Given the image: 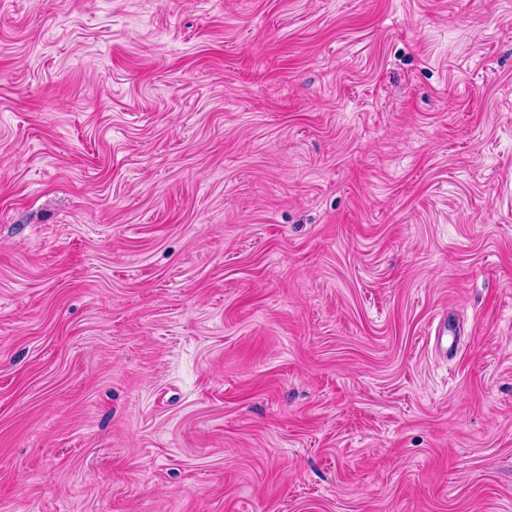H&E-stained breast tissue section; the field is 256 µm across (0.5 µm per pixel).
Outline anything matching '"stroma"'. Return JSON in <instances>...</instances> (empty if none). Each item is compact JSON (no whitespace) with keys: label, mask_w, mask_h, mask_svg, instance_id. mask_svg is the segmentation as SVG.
<instances>
[{"label":"stroma","mask_w":512,"mask_h":512,"mask_svg":"<svg viewBox=\"0 0 512 512\" xmlns=\"http://www.w3.org/2000/svg\"><path fill=\"white\" fill-rule=\"evenodd\" d=\"M0 512H512V0H0Z\"/></svg>","instance_id":"1"}]
</instances>
